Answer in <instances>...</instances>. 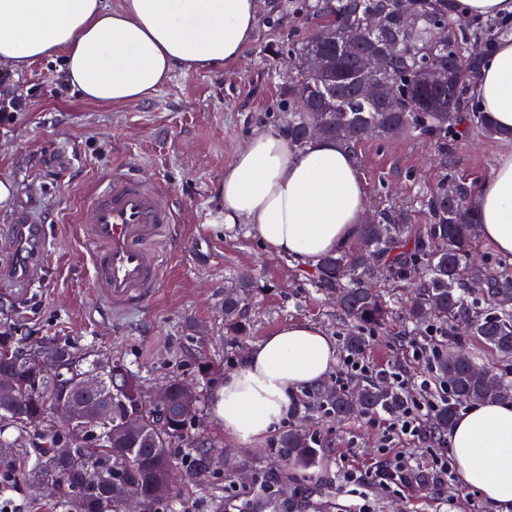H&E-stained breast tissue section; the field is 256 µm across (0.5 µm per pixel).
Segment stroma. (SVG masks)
<instances>
[{"label":"stroma","mask_w":512,"mask_h":512,"mask_svg":"<svg viewBox=\"0 0 512 512\" xmlns=\"http://www.w3.org/2000/svg\"><path fill=\"white\" fill-rule=\"evenodd\" d=\"M307 2L259 0L256 26L239 62L175 70L166 86L138 103L112 107L78 98L52 59L12 71L10 84L0 85L1 101H19L14 120L0 124V179L13 189L0 206V225L10 223L20 198L36 194L47 248L39 277L21 288L2 274L11 258L0 245V324L30 343L67 339L110 354L148 387L180 378L208 399L225 372L243 364L251 344L288 322H314L342 343L351 324L313 288L314 266L267 254L249 225L229 227L219 218L224 170L237 150L255 131L286 125L288 43L292 35L305 38L318 28ZM506 150H512V140L486 137L476 127L444 153L414 132L366 138L355 148L366 214L400 208L412 223H427L422 195L450 175L481 185ZM115 172L133 174L158 190L175 216L155 243L165 258L156 288L142 302L121 307L99 298L90 249L78 233L93 188ZM244 275L252 278L246 331L231 336L224 329V293ZM380 287L392 315L381 329L366 333L364 355L376 368L412 382L433 377L427 359L417 354L431 337L402 315L405 289L387 281ZM294 426L317 440L323 459L314 471L307 512H493L455 480L429 491L346 482V471L374 472L399 452L411 467L431 470L448 447L419 439L399 450L368 416L339 420L301 406L262 442L232 450L225 447L212 407H205L172 453L188 456L194 440L204 436L215 451L229 450L231 464L214 478L178 480L175 512H224L238 503L249 487L250 468H276L278 439Z\"/></svg>","instance_id":"35a3bbf8"}]
</instances>
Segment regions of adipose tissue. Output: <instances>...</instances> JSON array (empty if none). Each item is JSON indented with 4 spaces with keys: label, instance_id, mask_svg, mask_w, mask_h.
Listing matches in <instances>:
<instances>
[{
    "label": "adipose tissue",
    "instance_id": "1",
    "mask_svg": "<svg viewBox=\"0 0 512 512\" xmlns=\"http://www.w3.org/2000/svg\"><path fill=\"white\" fill-rule=\"evenodd\" d=\"M258 0H0V65L22 69L61 56L66 84L87 101L123 106L148 98L174 68L194 72L239 61ZM471 93L498 129L512 131V38L500 41ZM223 221L247 224L267 252L308 264L358 233L366 198L353 151L335 139L295 146L257 132L224 171ZM483 236L512 254V151L502 154L471 203ZM334 341L309 321L252 344L215 390L224 439L262 441L300 389L324 380ZM448 448L461 484L494 512H512V404L480 403L454 421Z\"/></svg>",
    "mask_w": 512,
    "mask_h": 512
}]
</instances>
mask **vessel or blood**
Here are the masks:
<instances>
[{
  "label": "vessel or blood",
  "mask_w": 512,
  "mask_h": 512,
  "mask_svg": "<svg viewBox=\"0 0 512 512\" xmlns=\"http://www.w3.org/2000/svg\"><path fill=\"white\" fill-rule=\"evenodd\" d=\"M31 211V204L21 205L5 236L12 257L9 276L18 285L40 271L44 256V227ZM172 221L163 196L130 176L113 174L95 188L80 232L91 250L95 286L109 302H140L156 286L162 259L148 243Z\"/></svg>",
  "instance_id": "b4317fda"
}]
</instances>
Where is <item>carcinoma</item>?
Instances as JSON below:
<instances>
[{"label": "carcinoma", "mask_w": 512, "mask_h": 512, "mask_svg": "<svg viewBox=\"0 0 512 512\" xmlns=\"http://www.w3.org/2000/svg\"><path fill=\"white\" fill-rule=\"evenodd\" d=\"M410 10L419 17L413 35L405 29L402 13ZM307 12L318 20L323 36L292 41L295 78L288 84V137L298 144L308 140L307 127L315 120L324 137L355 147L368 135L396 136L414 131L433 139L441 151H448V139L458 136L463 125L481 128L489 136L506 137L489 116L468 96L470 78L479 72L496 40L512 31V22L473 19L454 24L448 16V0H315ZM370 13L380 17L371 30L365 23ZM472 42L483 44V52H466ZM391 46L389 56L376 75L384 94H392L399 106L382 99L363 100L354 89L360 74L359 53L372 45ZM316 52L336 54V96L327 91L330 80L306 66ZM448 70V86L419 84L424 60ZM472 189L454 180H443L423 200L428 223H410L405 210L382 214L377 222L364 224L358 242L342 251L324 256L315 268L312 283L326 296L336 298L343 315L356 324L358 333L343 339L346 350L357 353L365 346L364 333L376 330L389 318V309L372 282L385 276L399 283L418 278L417 292L403 306L405 319L427 326L445 338L435 346L432 367L450 385L453 400L434 414V428L447 432L457 406L484 402L512 403V381L493 369L474 378L472 357L451 348L463 337L456 335L457 323L465 320L469 335L499 359L512 362V262L507 259L470 260L479 225L474 223L467 199ZM480 282L484 288L476 300L486 305L481 313L470 310L466 282ZM251 289L244 280L238 289L224 295V328L232 335L245 331L243 307ZM45 345L58 348L57 364L36 367L27 356ZM0 370L9 372L14 398L0 399V490L15 476L20 455L34 448L25 478L40 486L46 473L58 478L55 512H88L91 503L99 512H122L126 493L140 494L146 508L173 504V488L164 486L165 471L178 465L170 448L182 441L188 426L201 410L200 395L187 403L181 393V379L169 381L167 403L159 408L140 406L144 385L138 376L119 362L91 354L62 339L28 343L11 327L0 326ZM100 375L102 387L94 396L80 392L81 376ZM76 402L71 422L50 417V407L61 391ZM309 409H321L339 418L370 413L382 406L397 409L399 396L386 386L366 382L350 392L343 386L320 387L309 392ZM142 408L144 426L128 438L120 427L127 413ZM86 429L95 434L88 446L76 435ZM314 440L306 432L290 429L278 441L280 468L252 469L251 480L265 492V499H245L241 512H302L307 486L288 502L280 499L276 486L291 469L306 471L315 464ZM72 447L88 455L90 465L82 476L66 473L67 459L57 449ZM217 461L207 448H196L186 465L190 478L203 480L216 470ZM402 483L422 490L436 489L440 476L410 469Z\"/></svg>", "instance_id": "cac0c4a2"}]
</instances>
